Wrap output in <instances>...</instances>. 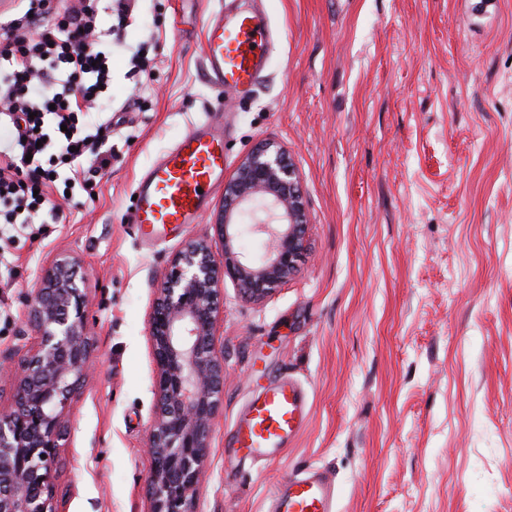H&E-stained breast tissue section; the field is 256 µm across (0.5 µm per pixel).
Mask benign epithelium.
<instances>
[{"label": "benign epithelium", "instance_id": "1", "mask_svg": "<svg viewBox=\"0 0 512 512\" xmlns=\"http://www.w3.org/2000/svg\"><path fill=\"white\" fill-rule=\"evenodd\" d=\"M210 237L189 241L156 282L148 336L156 365L147 444L149 512H199L211 433L223 407L224 349L218 299L225 279L252 302L294 276L307 249V215L288 150L256 144L224 184ZM246 231L265 235L262 255L237 247ZM79 260L61 256L44 269L26 303L32 336L0 354L9 368L10 403L0 405V512H57L56 473L67 418L79 402L94 344Z\"/></svg>", "mask_w": 512, "mask_h": 512}]
</instances>
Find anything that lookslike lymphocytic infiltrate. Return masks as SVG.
Wrapping results in <instances>:
<instances>
[{"instance_id":"obj_1","label":"lymphocytic infiltrate","mask_w":512,"mask_h":512,"mask_svg":"<svg viewBox=\"0 0 512 512\" xmlns=\"http://www.w3.org/2000/svg\"><path fill=\"white\" fill-rule=\"evenodd\" d=\"M136 2L16 0L0 18V237L60 223L58 190L111 165L112 37ZM50 137L52 154L40 144Z\"/></svg>"}]
</instances>
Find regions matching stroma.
Wrapping results in <instances>:
<instances>
[{"label": "stroma", "instance_id": "35a3bbf8", "mask_svg": "<svg viewBox=\"0 0 512 512\" xmlns=\"http://www.w3.org/2000/svg\"><path fill=\"white\" fill-rule=\"evenodd\" d=\"M214 2L139 0L124 39L146 45L148 92L134 102L115 49L111 165L0 271L2 351L52 259L89 277L95 365L67 423L59 512H148L154 283L210 233L224 191L158 244L131 215L138 176L215 109L201 49ZM224 4L262 8L275 30L265 80L224 95V175L259 141L285 146L308 249L262 303L224 283L200 512H269L308 468L335 477L339 512H512V0ZM288 375L308 393L303 431L274 463L238 460L233 421Z\"/></svg>", "mask_w": 512, "mask_h": 512}]
</instances>
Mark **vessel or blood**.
<instances>
[{
	"label": "vessel or blood",
	"instance_id": "obj_1",
	"mask_svg": "<svg viewBox=\"0 0 512 512\" xmlns=\"http://www.w3.org/2000/svg\"><path fill=\"white\" fill-rule=\"evenodd\" d=\"M271 27L260 13L245 9L232 17L214 11L204 22L203 55L216 91L254 86L266 68ZM224 178V124L213 117L191 122L184 133L140 176L133 217L143 236L159 241L167 226L198 223L211 191ZM309 400L296 380L280 377L252 399L232 426L230 440L251 460L279 458L304 428ZM338 492L320 471L281 484L273 512H338Z\"/></svg>",
	"mask_w": 512,
	"mask_h": 512
}]
</instances>
